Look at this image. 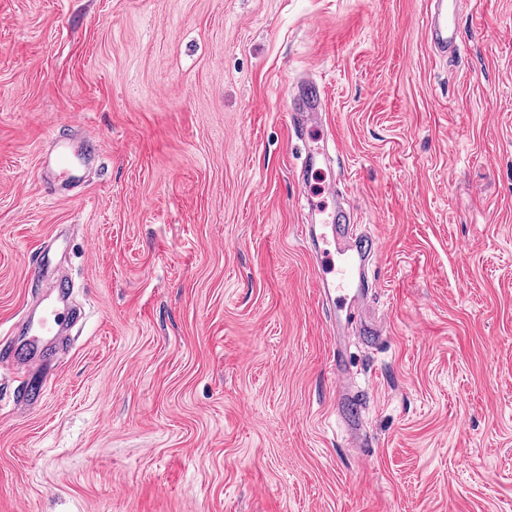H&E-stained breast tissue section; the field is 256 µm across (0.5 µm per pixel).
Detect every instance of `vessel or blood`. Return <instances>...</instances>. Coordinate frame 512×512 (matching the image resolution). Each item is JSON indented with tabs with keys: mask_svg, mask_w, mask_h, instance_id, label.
<instances>
[{
	"mask_svg": "<svg viewBox=\"0 0 512 512\" xmlns=\"http://www.w3.org/2000/svg\"><path fill=\"white\" fill-rule=\"evenodd\" d=\"M458 0H431L427 33L438 53L444 54L457 45ZM297 94L290 98L294 125L309 142L304 170L310 176L302 189L310 209L319 215V226L302 228L304 241L314 252L317 261V288L321 297L331 303L330 333L338 335L342 314L362 302L365 293L361 277L369 262L379 254L378 246L364 249L350 240V215L328 176L331 172L321 149L326 131L318 114L325 99L323 87L313 80H299ZM58 309L47 304L25 319V327L34 336H53L57 333Z\"/></svg>",
	"mask_w": 512,
	"mask_h": 512,
	"instance_id": "obj_1",
	"label": "vessel or blood"
}]
</instances>
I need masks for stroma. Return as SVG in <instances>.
I'll return each instance as SVG.
<instances>
[{
  "label": "stroma",
  "instance_id": "1",
  "mask_svg": "<svg viewBox=\"0 0 512 512\" xmlns=\"http://www.w3.org/2000/svg\"><path fill=\"white\" fill-rule=\"evenodd\" d=\"M462 2L438 57L426 0H0V512H512V0ZM301 75L382 244L383 334L344 331L363 448ZM42 265L83 312L61 342L21 327Z\"/></svg>",
  "mask_w": 512,
  "mask_h": 512
}]
</instances>
